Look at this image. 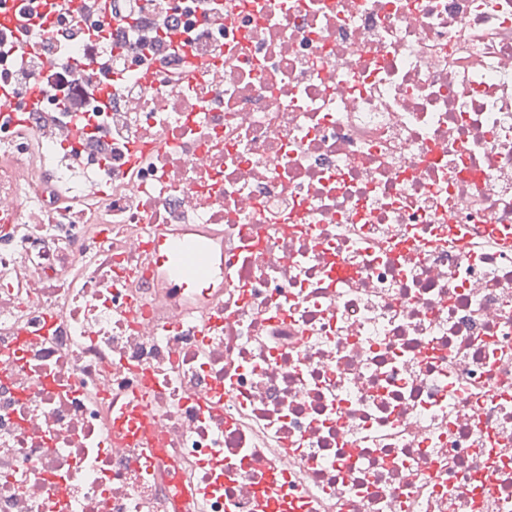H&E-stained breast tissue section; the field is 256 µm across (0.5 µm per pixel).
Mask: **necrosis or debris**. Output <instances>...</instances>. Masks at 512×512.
<instances>
[{"mask_svg":"<svg viewBox=\"0 0 512 512\" xmlns=\"http://www.w3.org/2000/svg\"><path fill=\"white\" fill-rule=\"evenodd\" d=\"M112 10L36 66L120 68L100 137L0 117V512H512V0ZM157 224L224 230L207 329Z\"/></svg>","mask_w":512,"mask_h":512,"instance_id":"4bbe7bcc","label":"necrosis or debris"}]
</instances>
